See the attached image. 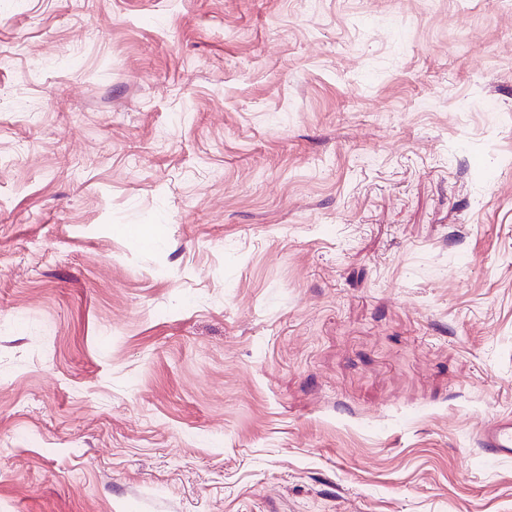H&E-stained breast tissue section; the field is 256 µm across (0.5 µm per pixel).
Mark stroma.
I'll use <instances>...</instances> for the list:
<instances>
[{
    "label": "stroma",
    "instance_id": "stroma-1",
    "mask_svg": "<svg viewBox=\"0 0 512 512\" xmlns=\"http://www.w3.org/2000/svg\"><path fill=\"white\" fill-rule=\"evenodd\" d=\"M0 99V512H512V0H0ZM478 444L493 455L512 457V417L497 418L479 433Z\"/></svg>",
    "mask_w": 512,
    "mask_h": 512
}]
</instances>
